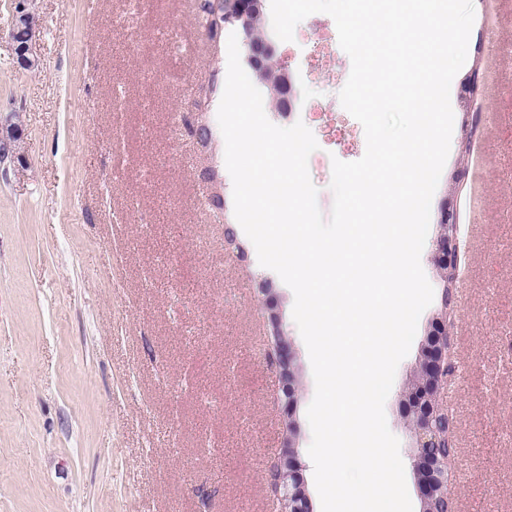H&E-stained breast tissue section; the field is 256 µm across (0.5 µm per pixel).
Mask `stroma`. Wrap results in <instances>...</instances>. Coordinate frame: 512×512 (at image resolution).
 I'll use <instances>...</instances> for the list:
<instances>
[{
	"label": "stroma",
	"mask_w": 512,
	"mask_h": 512,
	"mask_svg": "<svg viewBox=\"0 0 512 512\" xmlns=\"http://www.w3.org/2000/svg\"><path fill=\"white\" fill-rule=\"evenodd\" d=\"M205 0H34L41 66L23 70L0 38V112L20 113L25 163L0 172V512H278L265 476L287 422L266 356L262 280L273 283L297 354V446L313 512L308 455L315 394L294 294L224 247V213L209 206L208 168L233 198L216 112L200 87L224 85L227 39L212 41ZM467 60L452 81L450 150L432 208L449 200L460 226L446 400L456 512H512V0H473ZM315 13L279 54L295 113L318 148L308 164L330 214L332 162L366 149L341 105L351 61L337 51L311 74L304 47ZM476 92H466L470 76ZM349 135L332 144L313 111ZM476 113V133L460 119ZM212 138L201 143L200 125ZM481 178L452 176L459 146ZM437 312L421 314L385 414L413 459L400 402Z\"/></svg>",
	"instance_id": "1"
}]
</instances>
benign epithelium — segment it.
Listing matches in <instances>:
<instances>
[{
  "mask_svg": "<svg viewBox=\"0 0 512 512\" xmlns=\"http://www.w3.org/2000/svg\"><path fill=\"white\" fill-rule=\"evenodd\" d=\"M33 0H13L9 38L17 66L24 70L39 68L41 59L34 41L36 15L29 9ZM214 11L220 21L236 26L246 64L256 77L268 86L272 108L277 112H291L296 96L288 70L277 58V49L269 30L257 26L265 16V0H216ZM22 128L11 113L0 122V165L6 161L22 160ZM458 216L448 202H443L438 213L440 233L435 242L433 263L443 282L441 316L432 323L427 345L414 371L407 392L408 429L413 438V467L418 477V488L423 512H451L437 509L438 500L449 503L453 497L449 489L448 463L453 454L448 414L439 403V396L452 372L450 359L451 334L448 329V307L451 300L448 289L457 279ZM269 334V358L276 365L284 396V412L288 418L286 435L277 460L268 470V482L273 496L282 503L284 512H311L306 496L294 437L297 426L293 420L297 406L298 387L294 375L295 352L282 329L276 309V297L270 284L262 288Z\"/></svg>",
  "mask_w": 512,
  "mask_h": 512,
  "instance_id": "benign-epithelium-1",
  "label": "benign epithelium"
}]
</instances>
